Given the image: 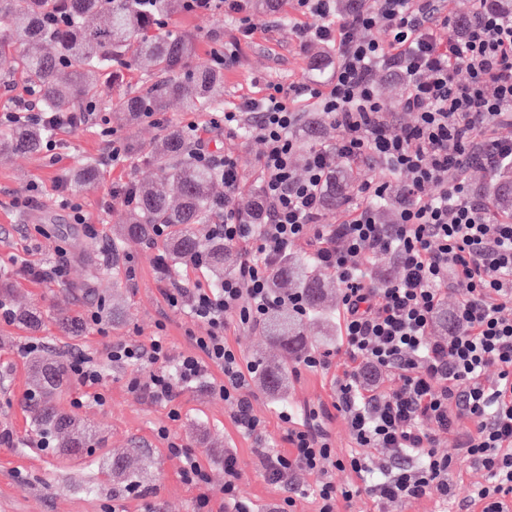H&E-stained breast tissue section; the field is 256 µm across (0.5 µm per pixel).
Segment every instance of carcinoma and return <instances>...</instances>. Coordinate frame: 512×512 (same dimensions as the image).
<instances>
[{
  "label": "carcinoma",
  "instance_id": "carcinoma-1",
  "mask_svg": "<svg viewBox=\"0 0 512 512\" xmlns=\"http://www.w3.org/2000/svg\"><path fill=\"white\" fill-rule=\"evenodd\" d=\"M182 11L184 0H0V77L21 75L42 112H75L83 103L100 102L119 81L120 70L139 63L167 78L146 93H126L116 100L115 106L130 118L161 112L171 102L190 112L218 111L223 106V75L205 63H190L192 44L159 26L160 20ZM49 133L41 125L17 124L0 133V155L38 152ZM132 152L141 162L153 161L171 191L136 186L133 203L126 205L120 240L152 242L167 277L201 259L212 285L219 287L232 255L224 238L209 234L214 201L224 185L222 173L196 162L178 128L167 131L150 155L135 148ZM97 176L96 162L79 161L77 185L90 186ZM356 181L354 170L343 167L330 181L326 206L333 210L345 202ZM487 197L494 209L512 211V177L503 176ZM159 226L166 228L162 237L156 235ZM284 284L291 287V295L301 298L300 307H292L291 295L279 297L265 318L264 330L273 345L302 361L311 346L302 318L324 311L329 283L311 259L286 254L269 279L275 294ZM12 317L30 329L41 323L35 308H16ZM31 380L28 401L33 403L39 438L64 452H81L87 447L86 429L56 401L67 384V368L36 355ZM261 383L266 392L280 395L288 383V364H263Z\"/></svg>",
  "mask_w": 512,
  "mask_h": 512
}]
</instances>
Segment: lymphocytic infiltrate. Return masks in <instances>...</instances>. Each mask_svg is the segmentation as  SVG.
I'll return each instance as SVG.
<instances>
[{
	"instance_id": "f902f5d3",
	"label": "lymphocytic infiltrate",
	"mask_w": 512,
	"mask_h": 512,
	"mask_svg": "<svg viewBox=\"0 0 512 512\" xmlns=\"http://www.w3.org/2000/svg\"><path fill=\"white\" fill-rule=\"evenodd\" d=\"M296 2L315 23L295 28V37L304 45L334 46L338 62L329 83L270 85L225 108V129L254 121L264 146L256 221L244 220L234 205L242 180L234 155L211 151L207 130L195 122L182 127L196 160L223 173L213 230L238 251L236 269L221 287L165 293L171 307H188L205 334L193 337V352L176 358L165 337L156 336L146 345L113 344L107 359L133 366L130 389L168 406L173 420L180 416L182 388L207 366L219 368L224 379L216 390L235 403L236 427L262 437L264 422L244 394L253 369L224 331L232 320L261 322L273 304L274 264L293 243L306 241L343 285L342 336L352 366L342 372L336 407L353 442L384 455L339 458L325 433L285 412L287 450L254 451L263 476L288 485L297 472L315 474L318 512H339L340 504L362 497L382 504L455 499L450 476L470 464L485 471L487 482L461 501L463 512H512V215L493 214L465 177L477 159L490 171L512 164V138L493 133L497 125L512 124V15L486 9L457 27L445 0H370L345 17L337 16L336 0ZM375 28L387 32V41L371 37ZM378 67L404 83L399 109L414 113V124L389 119L373 79ZM296 97L314 101L340 132L335 144L308 152L301 176L293 167L298 144L292 132L303 118L292 105ZM17 109L24 120L51 130L45 142L51 152L56 133L88 124L96 106L32 113L22 100ZM340 157L406 175L394 223L377 219L374 203L388 197L390 186L376 179L358 184L363 203L349 218L322 223L325 191ZM390 254L399 276L367 281L364 264ZM445 287L457 297L455 325L436 340L431 328ZM362 367L375 376L394 373L399 383L389 390L361 383ZM490 367L498 371L491 384L483 378ZM443 433L457 434L456 454L436 451ZM334 467L350 468L358 483L336 485Z\"/></svg>"
}]
</instances>
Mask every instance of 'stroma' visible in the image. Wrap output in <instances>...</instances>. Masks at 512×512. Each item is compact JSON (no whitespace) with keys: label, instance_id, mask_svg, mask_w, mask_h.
Masks as SVG:
<instances>
[{"label":"stroma","instance_id":"stroma-1","mask_svg":"<svg viewBox=\"0 0 512 512\" xmlns=\"http://www.w3.org/2000/svg\"><path fill=\"white\" fill-rule=\"evenodd\" d=\"M258 24L252 39L241 44L236 60L224 67V101L231 104L257 94L266 84H313L327 82L336 67L333 47L315 43L306 47L293 41L288 29L308 24L295 0H279L272 11H255ZM168 27L188 37L196 57L206 60L210 50L230 43L235 24L223 13H179L169 17ZM327 62L324 71L314 69L316 56ZM221 113L183 111L170 105L167 111L149 118L128 119L124 113L109 112V124L126 147L150 146L174 126L193 120L200 126L221 120ZM56 159L45 152L0 157V268H12L11 292L17 302L37 307L43 314L39 330L30 331L11 319L0 318V512H196L198 487L181 477V462L169 451L179 445L201 452V463L213 500H221L224 487V454L237 452L243 475L239 485L242 499L253 512H273L287 497L286 487L272 484L261 475L251 450L254 447L286 450L287 423L280 414L290 411L306 420L317 411L318 421L329 435L337 457L356 451L371 456L368 448H356L348 426L336 410V364L346 361L342 336L324 339L327 324L339 323L341 293H334L326 318H309L307 334L314 353L330 352L331 368L314 371L297 364L288 375L282 397L263 392L258 375H251L246 393L253 411L265 422L262 439L241 435L233 423L234 407L216 393L223 379L218 368L185 386L177 400L178 420L169 409L141 397L127 387L130 370L107 363L106 349L117 342L149 343L166 336L173 356L192 352V336H200L197 325L183 310L171 309L162 291L171 285L185 288L210 287L205 269L187 268L176 279L165 278L145 246L117 244V229L124 217L121 201L111 196L114 184L154 180L156 171L143 164L112 166L107 162V144L97 126L89 124L59 136ZM211 147L232 152L245 182L258 176L257 160L263 150L258 137L215 136ZM98 163L99 178L89 188L76 187L72 175L81 159ZM63 184L79 203L87 221L74 223L55 189ZM33 193L32 209L14 207L12 200ZM34 264L66 260L65 281H41L21 269L14 259ZM119 298L125 307L121 323L102 319L85 326L81 335H67L58 324L61 315L84 316L101 303ZM229 343L253 365L278 358V351L261 326L229 324ZM54 358L70 361L85 355L102 363L104 401H96L85 389L69 384L60 394L61 407L84 421L91 431V453L75 459L41 448L40 439L23 402L30 377L29 346ZM140 449L148 464L141 483L126 486L113 474L115 453Z\"/></svg>","mask_w":512,"mask_h":512}]
</instances>
